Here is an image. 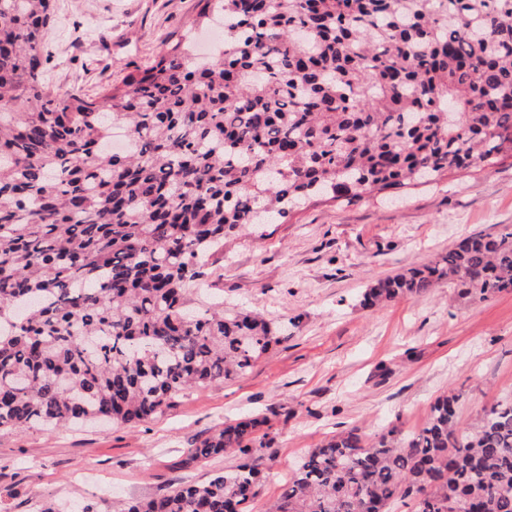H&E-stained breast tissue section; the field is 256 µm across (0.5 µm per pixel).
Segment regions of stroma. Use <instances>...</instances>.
Segmentation results:
<instances>
[{
  "label": "stroma",
  "instance_id": "1",
  "mask_svg": "<svg viewBox=\"0 0 512 512\" xmlns=\"http://www.w3.org/2000/svg\"><path fill=\"white\" fill-rule=\"evenodd\" d=\"M197 0H54L45 33L51 81L88 94L120 84L183 34ZM512 225V158L404 188L397 202L366 197L316 201L284 224L226 238L212 258L224 312L263 315L288 339L244 376L192 388L164 414L123 427L0 428V502L8 512H67L92 505L117 512L132 499L238 465L232 453L179 467L188 448L217 425L268 418L275 435L250 502L262 512L300 456L337 431L371 435L426 421L435 399L459 393L474 422L512 400V292L480 302L463 289L378 307L367 286L434 259L465 236Z\"/></svg>",
  "mask_w": 512,
  "mask_h": 512
}]
</instances>
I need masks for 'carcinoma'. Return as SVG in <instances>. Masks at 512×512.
I'll return each instance as SVG.
<instances>
[{
  "instance_id": "cac0c4a2",
  "label": "carcinoma",
  "mask_w": 512,
  "mask_h": 512,
  "mask_svg": "<svg viewBox=\"0 0 512 512\" xmlns=\"http://www.w3.org/2000/svg\"><path fill=\"white\" fill-rule=\"evenodd\" d=\"M52 0H0V427L140 423L246 374L276 336L196 302L210 250L314 197L350 202L512 158V0H198L182 35L92 99L46 81ZM512 291V225L380 279ZM310 449L265 512H512V401ZM226 422L185 468L244 462L121 512H247L275 437Z\"/></svg>"
}]
</instances>
